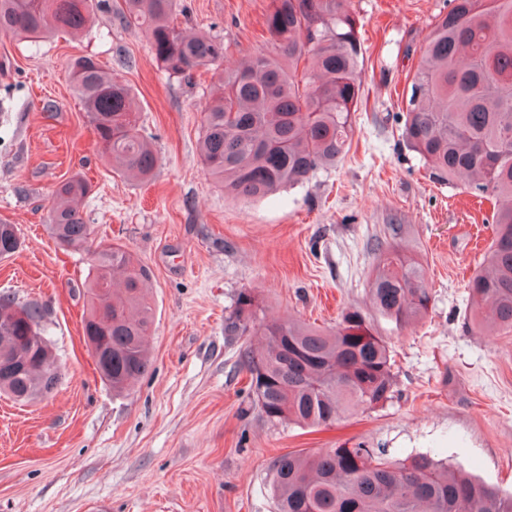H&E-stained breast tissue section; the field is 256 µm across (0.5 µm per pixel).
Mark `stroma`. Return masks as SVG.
<instances>
[{"label":"stroma","mask_w":512,"mask_h":512,"mask_svg":"<svg viewBox=\"0 0 512 512\" xmlns=\"http://www.w3.org/2000/svg\"><path fill=\"white\" fill-rule=\"evenodd\" d=\"M182 31L218 34L233 68L274 47L272 0H184ZM362 24L365 103L348 153L309 181L250 203L207 177L198 152L209 74L162 71L146 37L101 13L92 27L30 41L0 35V221L22 241L0 259V294L44 306L62 379L44 399L0 394V512H275L270 464L283 453L354 446L396 459L428 453L512 492V332L466 326L467 281L491 242V205L462 182L429 176L402 137L403 95L446 0H351ZM94 57L135 94L138 128L159 158L151 181L101 158L68 67ZM92 184L81 211L96 239L150 267L152 370L113 395L84 341L89 253L46 226L58 182ZM404 227L393 238L391 225ZM394 242L426 270L427 316L399 328L370 312L375 243ZM253 290L265 317L324 328L367 310L396 362L383 408L316 431L251 407L224 318Z\"/></svg>","instance_id":"stroma-1"}]
</instances>
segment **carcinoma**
<instances>
[{
  "instance_id": "cac0c4a2",
  "label": "carcinoma",
  "mask_w": 512,
  "mask_h": 512,
  "mask_svg": "<svg viewBox=\"0 0 512 512\" xmlns=\"http://www.w3.org/2000/svg\"><path fill=\"white\" fill-rule=\"evenodd\" d=\"M177 0H0V34L39 39L90 24L99 12L141 31L170 75L218 70L219 94L202 118L204 171L243 201L264 198L336 165L353 136L362 103L363 52L349 0H273L266 19L280 53L222 68L216 36L186 37L174 23ZM101 157L123 175L152 178L158 159L137 128L132 89L89 56L69 64ZM402 136L431 175L464 179L468 193L493 205L486 265L468 282L472 321L481 331H512V0H448L409 86ZM91 185L76 174L52 192L50 232L67 250L93 249L83 334L101 379L122 393L148 374L153 310L144 293L151 272L119 242L95 241L80 207ZM21 246L0 222V258ZM120 273L123 287L100 295ZM375 312L401 328L428 313L431 291L412 256L378 248L368 280ZM109 314H99L100 307ZM258 298L241 290L224 317V335L242 340L240 368L252 406L268 420L304 428L332 425L340 411H373L395 392L388 342L362 312L348 308L336 326L257 315ZM43 307L0 295V393L45 397L61 380ZM257 338L262 349L252 347ZM275 512H512V493L429 454L403 460L357 445L290 452L270 466Z\"/></svg>"
}]
</instances>
